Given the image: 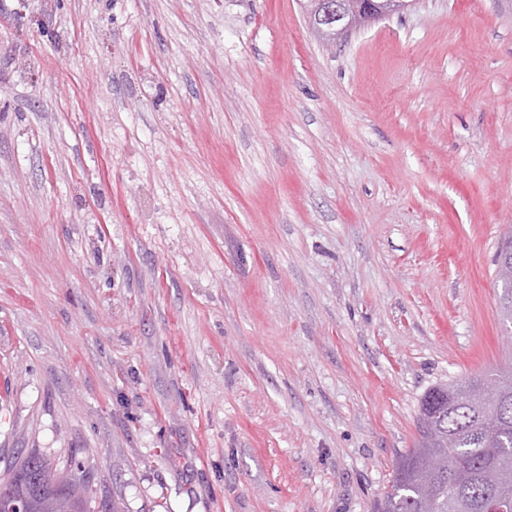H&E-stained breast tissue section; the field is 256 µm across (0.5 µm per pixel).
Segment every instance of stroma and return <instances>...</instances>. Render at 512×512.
<instances>
[{
  "mask_svg": "<svg viewBox=\"0 0 512 512\" xmlns=\"http://www.w3.org/2000/svg\"><path fill=\"white\" fill-rule=\"evenodd\" d=\"M512 0L323 47L301 0H0V478L116 512H374L512 353ZM496 265L499 269L501 293L499 295V310L501 321L507 334H512V276L506 278L502 268L512 270V227L504 235L502 244L496 254ZM45 471H51L47 461L40 453L31 451L8 478L12 479L10 484L15 491L29 498L32 506H36L40 500L38 496L42 497L43 493L45 495L56 493L42 484V474ZM41 487H43L42 493L38 491Z\"/></svg>",
  "mask_w": 512,
  "mask_h": 512,
  "instance_id": "35a3bbf8",
  "label": "stroma"
}]
</instances>
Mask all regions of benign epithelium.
<instances>
[{"mask_svg":"<svg viewBox=\"0 0 512 512\" xmlns=\"http://www.w3.org/2000/svg\"><path fill=\"white\" fill-rule=\"evenodd\" d=\"M406 0H358L349 6L346 0H323L314 17L311 29L320 35L340 36L361 25L375 22L398 12Z\"/></svg>","mask_w":512,"mask_h":512,"instance_id":"benign-epithelium-1","label":"benign epithelium"}]
</instances>
